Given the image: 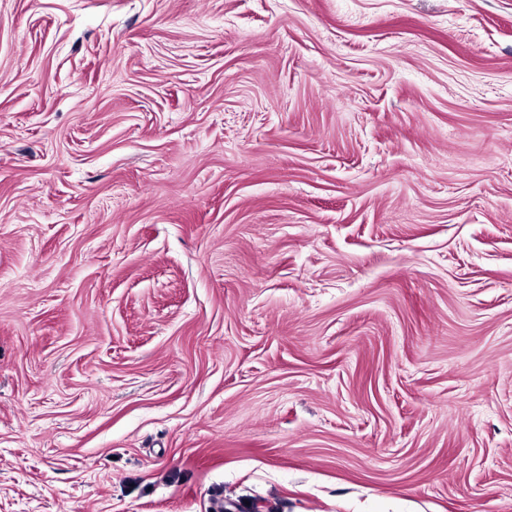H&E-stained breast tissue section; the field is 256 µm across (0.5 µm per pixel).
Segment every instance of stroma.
I'll return each mask as SVG.
<instances>
[{
    "label": "stroma",
    "mask_w": 512,
    "mask_h": 512,
    "mask_svg": "<svg viewBox=\"0 0 512 512\" xmlns=\"http://www.w3.org/2000/svg\"><path fill=\"white\" fill-rule=\"evenodd\" d=\"M512 512V0H0V512Z\"/></svg>",
    "instance_id": "1"
}]
</instances>
